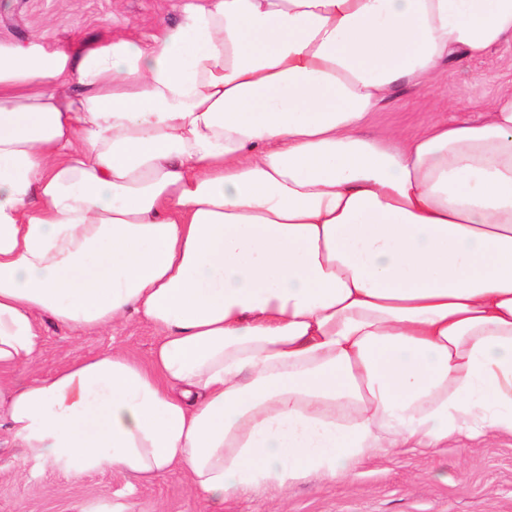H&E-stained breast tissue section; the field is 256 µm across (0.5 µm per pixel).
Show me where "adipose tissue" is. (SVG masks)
<instances>
[{
    "mask_svg": "<svg viewBox=\"0 0 512 512\" xmlns=\"http://www.w3.org/2000/svg\"><path fill=\"white\" fill-rule=\"evenodd\" d=\"M510 42L512 0H187L146 41L0 44V378L45 315L158 335L0 391L15 446L219 504L512 436V91L363 132Z\"/></svg>",
    "mask_w": 512,
    "mask_h": 512,
    "instance_id": "obj_1",
    "label": "adipose tissue"
}]
</instances>
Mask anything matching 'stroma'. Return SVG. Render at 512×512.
<instances>
[{"instance_id":"1","label":"stroma","mask_w":512,"mask_h":512,"mask_svg":"<svg viewBox=\"0 0 512 512\" xmlns=\"http://www.w3.org/2000/svg\"><path fill=\"white\" fill-rule=\"evenodd\" d=\"M180 0H0V43L38 37L49 52L72 51L108 36L145 38L177 24ZM512 89V44L479 58L452 61L432 91L395 89L370 116L366 132L411 137L432 122L478 119L475 99ZM42 356L0 379L19 385L115 348L147 360L157 341L137 317L102 331L76 333L50 317L40 322ZM512 512V436L488 434L447 447L380 454L333 485L299 483L282 492L205 504L183 469L135 478L105 467L64 470L24 455L0 426V512Z\"/></svg>"}]
</instances>
